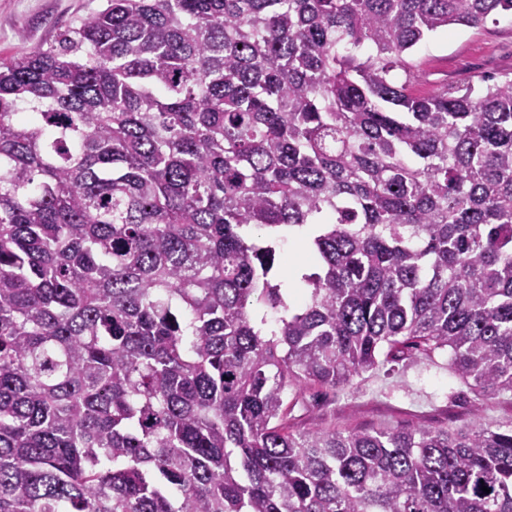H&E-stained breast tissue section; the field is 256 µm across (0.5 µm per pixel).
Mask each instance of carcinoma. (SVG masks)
Returning a JSON list of instances; mask_svg holds the SVG:
<instances>
[{
    "mask_svg": "<svg viewBox=\"0 0 512 512\" xmlns=\"http://www.w3.org/2000/svg\"><path fill=\"white\" fill-rule=\"evenodd\" d=\"M509 12L106 0L0 62V512H512V423L287 422L412 351L512 392V79L397 75Z\"/></svg>",
    "mask_w": 512,
    "mask_h": 512,
    "instance_id": "1",
    "label": "carcinoma"
}]
</instances>
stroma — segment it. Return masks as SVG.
<instances>
[{"label":"stroma","instance_id":"1","mask_svg":"<svg viewBox=\"0 0 512 512\" xmlns=\"http://www.w3.org/2000/svg\"><path fill=\"white\" fill-rule=\"evenodd\" d=\"M104 0H0V58H20L50 43L80 18L101 9ZM415 90L430 93L487 77L512 79V16L488 17L481 26H452L425 38L408 55ZM303 406L288 416L296 431L345 428H413L423 424L451 429L512 420V393L473 414L466 385L451 371L448 357L419 355L386 364L354 379L351 387L320 386L304 392Z\"/></svg>","mask_w":512,"mask_h":512}]
</instances>
